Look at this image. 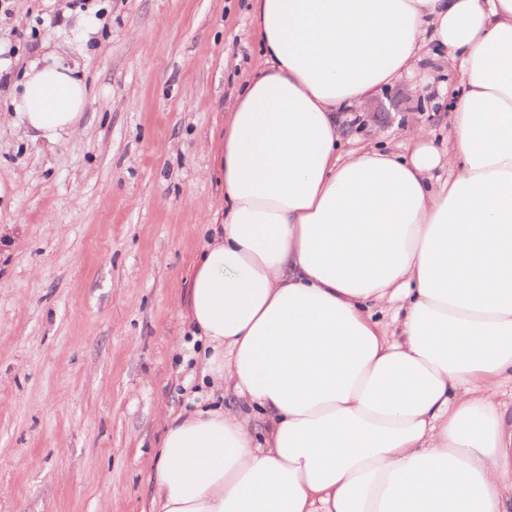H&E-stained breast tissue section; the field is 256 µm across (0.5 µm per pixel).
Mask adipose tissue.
<instances>
[{
  "label": "adipose tissue",
  "mask_w": 512,
  "mask_h": 512,
  "mask_svg": "<svg viewBox=\"0 0 512 512\" xmlns=\"http://www.w3.org/2000/svg\"><path fill=\"white\" fill-rule=\"evenodd\" d=\"M252 18L264 59L210 146L221 220L186 297L244 407L168 415L152 512H512V0ZM431 48L461 72L446 141L340 153L338 110ZM86 104L37 56L8 121L56 144Z\"/></svg>",
  "instance_id": "obj_1"
}]
</instances>
